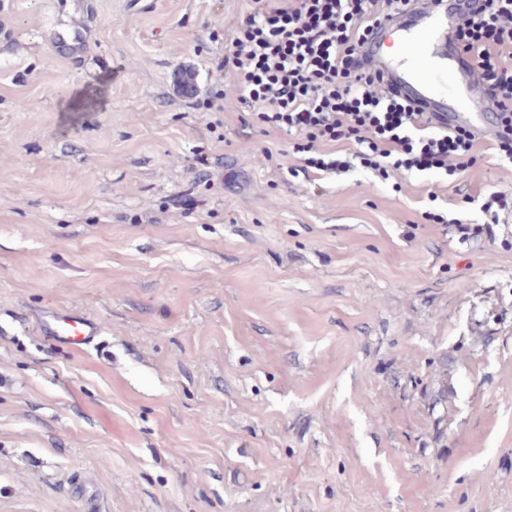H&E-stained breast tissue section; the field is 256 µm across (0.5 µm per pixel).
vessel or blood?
<instances>
[{"label":"vessel or blood","mask_w":512,"mask_h":512,"mask_svg":"<svg viewBox=\"0 0 512 512\" xmlns=\"http://www.w3.org/2000/svg\"><path fill=\"white\" fill-rule=\"evenodd\" d=\"M421 27L409 30L396 25L389 34L400 47L399 55L387 54L384 44L371 46L373 65L389 81L397 84L404 95L422 103L429 111L439 113L448 128L467 127L483 130L490 125V116L484 110H467L463 103L448 96V83L461 81L468 96H476L478 89L470 70L465 69L455 52L439 53L436 44L449 21L457 19L454 8L421 10ZM46 335L58 343L77 346L96 336L97 328L89 320L67 313L57 315L44 325Z\"/></svg>","instance_id":"vessel-or-blood-1"}]
</instances>
